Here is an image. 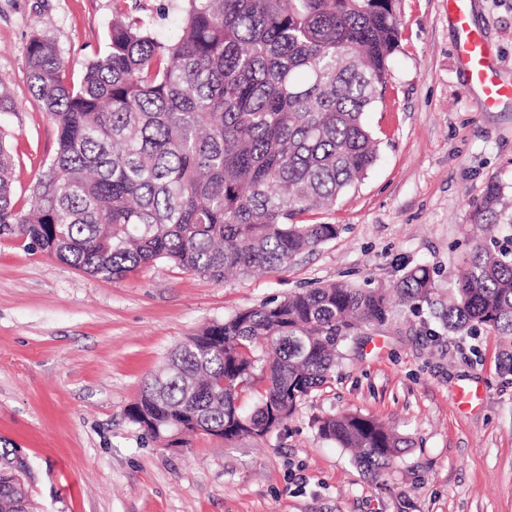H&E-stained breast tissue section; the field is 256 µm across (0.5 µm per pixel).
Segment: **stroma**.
I'll return each mask as SVG.
<instances>
[{"label":"stroma","instance_id":"35a3bbf8","mask_svg":"<svg viewBox=\"0 0 512 512\" xmlns=\"http://www.w3.org/2000/svg\"><path fill=\"white\" fill-rule=\"evenodd\" d=\"M170 0H0V112L29 188L56 147L54 123L28 90L31 34L51 38L72 72L105 45L115 7L155 16ZM402 36L367 126L380 138L367 175L319 215L335 240L286 267L216 281L164 262L120 280L0 239V439L28 461L36 512H512V375L494 336L448 333L427 305L397 307L340 346L331 380L261 439L192 438L167 450L126 410L144 379L202 327L300 289H390L434 269L447 303L463 254L489 236L468 223L489 180L512 199V102L489 110L454 60L448 0H398ZM471 21L512 82V0H473ZM472 392L459 402V387ZM353 410L408 437L384 480L321 439L315 421Z\"/></svg>","mask_w":512,"mask_h":512}]
</instances>
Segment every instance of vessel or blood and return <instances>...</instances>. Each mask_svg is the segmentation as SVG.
<instances>
[{
	"mask_svg": "<svg viewBox=\"0 0 512 512\" xmlns=\"http://www.w3.org/2000/svg\"><path fill=\"white\" fill-rule=\"evenodd\" d=\"M471 8V0H448V14L459 34L457 65L479 90L485 107L493 109L512 100V83L503 82L498 77L491 46L482 32L471 23Z\"/></svg>",
	"mask_w": 512,
	"mask_h": 512,
	"instance_id": "vessel-or-blood-1",
	"label": "vessel or blood"
}]
</instances>
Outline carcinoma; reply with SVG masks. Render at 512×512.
Wrapping results in <instances>:
<instances>
[{
	"label": "carcinoma",
	"mask_w": 512,
	"mask_h": 512,
	"mask_svg": "<svg viewBox=\"0 0 512 512\" xmlns=\"http://www.w3.org/2000/svg\"><path fill=\"white\" fill-rule=\"evenodd\" d=\"M175 9L162 36L116 8L104 51L77 80L51 39L31 35L26 80L54 121L56 149L20 210L0 131V238L108 280L158 262L245 276L336 239L339 225L303 216L336 203L376 160L364 115L383 98L400 43L397 0H176ZM468 222L512 224L496 183ZM434 294L432 270L416 265L394 299L338 283L242 309L176 348L127 418L184 446L201 434L264 437L331 378L345 337ZM438 318L453 333L495 336L500 369L512 374V250L475 242ZM246 391L258 394L250 412L238 404ZM317 433L375 477L410 445L351 411L318 419ZM33 479L0 473V512H32Z\"/></svg>",
	"instance_id": "obj_1"
}]
</instances>
